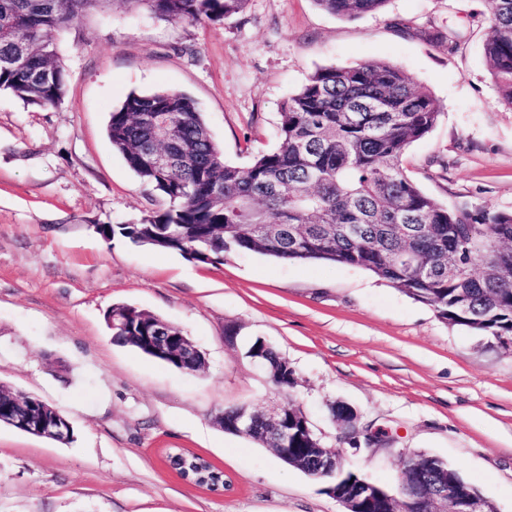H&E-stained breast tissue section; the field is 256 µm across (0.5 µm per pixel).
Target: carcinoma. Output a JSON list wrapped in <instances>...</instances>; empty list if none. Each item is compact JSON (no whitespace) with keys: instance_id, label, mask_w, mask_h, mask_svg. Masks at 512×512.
Returning <instances> with one entry per match:
<instances>
[{"instance_id":"obj_1","label":"carcinoma","mask_w":512,"mask_h":512,"mask_svg":"<svg viewBox=\"0 0 512 512\" xmlns=\"http://www.w3.org/2000/svg\"><path fill=\"white\" fill-rule=\"evenodd\" d=\"M388 0H316L325 11L357 18ZM118 4L172 22L218 21L244 11L247 0H0V91L27 105L56 107L68 74L60 37L85 12ZM483 52L501 100L512 105V0H487ZM24 61L16 60L19 50ZM431 92L400 66L364 61L317 69L282 103L279 145L250 164L227 162L194 101L178 91L132 92L110 115L113 148L164 209L140 223L104 226L102 237L152 245L183 257L251 252L288 262L323 261L360 268L400 288L453 325L512 337V212L463 204L450 208L405 172L406 149L438 121ZM409 254L418 266L401 261ZM274 389L281 355L255 340ZM288 447L304 455L306 433L294 425ZM378 436L364 429L340 439L361 450ZM421 477L446 484L463 500L478 488L432 455ZM167 460L181 477L224 488V473L179 448ZM352 469L320 482L354 489Z\"/></svg>"}]
</instances>
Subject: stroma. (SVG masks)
I'll list each match as a JSON object with an SVG mask.
<instances>
[{
  "mask_svg": "<svg viewBox=\"0 0 512 512\" xmlns=\"http://www.w3.org/2000/svg\"><path fill=\"white\" fill-rule=\"evenodd\" d=\"M486 11V0H388L348 20L315 0H248L189 25L92 10L61 37L59 106L0 91V384L74 428L63 445L0 426V512H341L321 482L214 422L229 406L279 402L246 356L258 339L288 359L290 396L346 466L394 492L405 454L421 451L512 512V350L493 337L363 269L234 251L207 265L98 232L162 208L107 136L130 92L185 93L225 159L243 165L277 145L281 104L316 69L365 60L402 66L437 103L435 127L404 155L421 189L450 207L512 212V106L483 56ZM415 27L454 29L457 50ZM116 304L180 327L205 369L114 343L105 314ZM339 404L394 445L357 454L339 443ZM169 448L204 457L230 488L181 480Z\"/></svg>",
  "mask_w": 512,
  "mask_h": 512,
  "instance_id": "obj_1",
  "label": "stroma"
}]
</instances>
